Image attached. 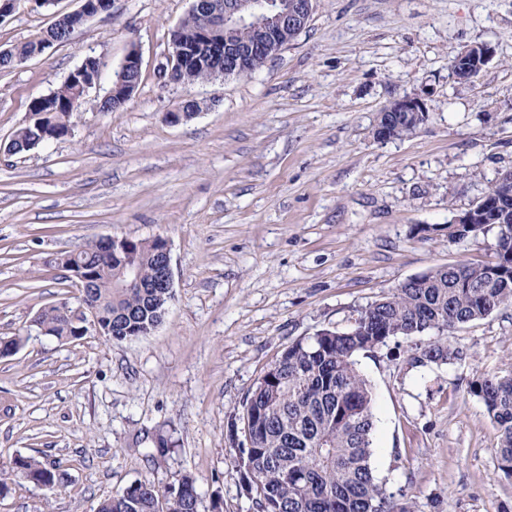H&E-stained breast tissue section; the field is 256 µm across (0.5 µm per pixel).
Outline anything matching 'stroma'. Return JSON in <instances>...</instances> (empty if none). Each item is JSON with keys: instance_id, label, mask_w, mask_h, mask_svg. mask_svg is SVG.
Returning <instances> with one entry per match:
<instances>
[{"instance_id": "35a3bbf8", "label": "stroma", "mask_w": 512, "mask_h": 512, "mask_svg": "<svg viewBox=\"0 0 512 512\" xmlns=\"http://www.w3.org/2000/svg\"><path fill=\"white\" fill-rule=\"evenodd\" d=\"M81 0H16L0 49L45 32ZM193 0H112L64 43L0 69V468L59 462L48 497L22 482L0 512H95L148 477L197 479L199 512H257L243 495L230 424L294 340L348 329L358 313L431 269L493 258L496 229L457 242L448 224L512 170V0H314L306 27L248 77L192 85L157 74ZM486 44L471 81L449 62ZM141 79L124 107L97 111L71 136L4 150L32 97L56 90L89 56L107 72L130 47ZM420 97L428 118L380 141L382 109ZM187 99L201 104L177 124ZM105 237L165 238L173 298L148 335L96 331L61 341L35 319L75 304L59 264ZM461 359L412 366L413 341L358 357L372 388L371 466L416 512H512L496 467V429L470 384L512 369V308L449 336ZM176 445L145 450L156 430Z\"/></svg>"}]
</instances>
